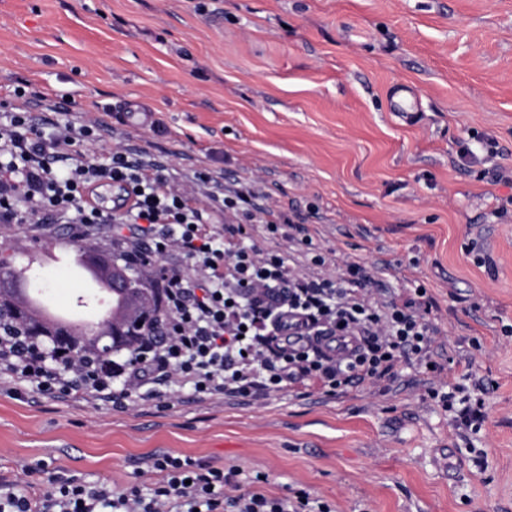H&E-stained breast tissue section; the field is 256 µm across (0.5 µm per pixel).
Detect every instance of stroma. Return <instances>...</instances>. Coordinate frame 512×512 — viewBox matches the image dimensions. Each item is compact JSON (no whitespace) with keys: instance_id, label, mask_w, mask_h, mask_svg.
Wrapping results in <instances>:
<instances>
[{"instance_id":"1","label":"stroma","mask_w":512,"mask_h":512,"mask_svg":"<svg viewBox=\"0 0 512 512\" xmlns=\"http://www.w3.org/2000/svg\"><path fill=\"white\" fill-rule=\"evenodd\" d=\"M18 78L103 116L99 148L147 151L176 183L260 181V206L305 227L325 273L359 263L389 299L426 288L443 370L259 405L177 386L116 409L2 383L0 483L146 488L168 453L235 470L240 493L268 473V494L333 512H512V184L493 181L512 168V0H0V99ZM399 83L418 121L392 111ZM464 142L479 164H457ZM75 242L66 224H0V247L49 248L17 262L63 315L82 288L56 258ZM438 381L483 399L478 427L429 397Z\"/></svg>"}]
</instances>
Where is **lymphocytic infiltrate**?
<instances>
[{"instance_id":"f902f5d3","label":"lymphocytic infiltrate","mask_w":512,"mask_h":512,"mask_svg":"<svg viewBox=\"0 0 512 512\" xmlns=\"http://www.w3.org/2000/svg\"><path fill=\"white\" fill-rule=\"evenodd\" d=\"M14 103H0V223L18 230L51 216L73 225L76 237L97 236L112 227V248L126 265L141 267L160 257L149 276L161 318L140 336L125 358L103 364L50 358L42 343H23L0 333V377L15 392H59L77 402L124 405L132 396L164 403L171 386H190L201 399L231 396L257 401L298 382H315L329 396L375 383L411 360L432 365L437 334L428 319L424 287L403 299L382 301L367 289L357 263L337 277L319 275L326 257L284 214L257 205L260 189L211 188L209 178L171 182L163 163L118 147L96 151L98 122L75 112L44 131L28 109L40 98L18 82ZM84 144L87 156L73 155ZM106 183L122 185L129 204L105 212L91 201ZM205 194L199 205L197 194ZM243 216V223L216 228L214 214ZM299 246L310 272L290 267L279 249L250 243L247 224ZM177 264H164L167 256ZM345 344L324 349L329 337ZM157 479L148 489L114 491L106 483L57 479L53 491L33 497L0 494V512H332L303 490L270 497L255 490L231 496L235 471L189 456L151 458Z\"/></svg>"}]
</instances>
